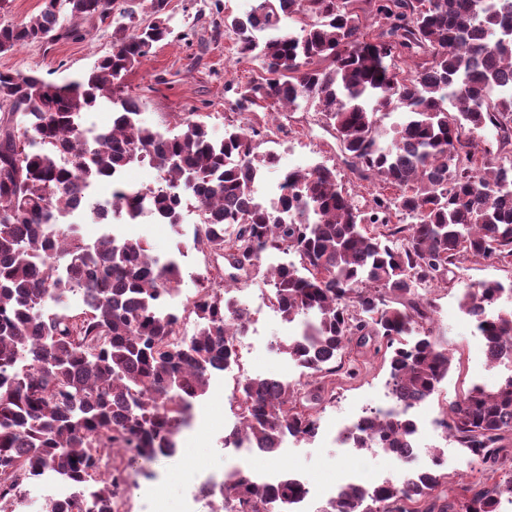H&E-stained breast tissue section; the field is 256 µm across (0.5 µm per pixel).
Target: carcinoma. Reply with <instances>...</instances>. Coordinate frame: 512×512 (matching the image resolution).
Masks as SVG:
<instances>
[{
	"instance_id": "obj_1",
	"label": "carcinoma",
	"mask_w": 512,
	"mask_h": 512,
	"mask_svg": "<svg viewBox=\"0 0 512 512\" xmlns=\"http://www.w3.org/2000/svg\"><path fill=\"white\" fill-rule=\"evenodd\" d=\"M149 2L152 20L135 24ZM169 0H43L19 25L0 27V54L48 37H83L74 20L112 15L113 50L81 77L50 83L38 74L0 72V512H14L27 487L54 479L69 493L40 512H117L128 469L176 453L175 436L212 374L238 362L247 317L228 292L208 286L191 301L196 332L178 338L179 317L163 309L180 276L173 257L142 239L107 232L86 243L77 225L54 222L82 210L94 187L97 212L131 224L148 203L179 224L187 202L201 213L196 242L233 272L257 275L268 251L298 263L270 269L272 304L301 335L279 343L301 368L295 389L272 376L236 383V411L263 454L290 435L306 440L324 400L325 380L343 369L352 341L389 353L391 394L403 408L430 398L452 357L434 334L433 284L469 256L512 257V159H487L474 132L492 127L498 152L512 153V0H254L224 15L239 54L259 75L238 88L233 110L265 103L290 112L312 107L334 131L351 171L378 185L360 203L326 166L283 176L287 192L263 205L261 131L231 124L212 137L186 118L177 132L139 120L125 74L172 33ZM107 103L112 124L84 147L86 113ZM401 114L390 140L384 119ZM148 163L162 183L141 189L121 172ZM504 286L486 280L460 307L488 351L512 359V308H495ZM80 307L62 312L71 295ZM345 370V369H343ZM349 376L354 375L346 369ZM448 436L479 472L502 469L512 442V376L495 388L474 384L448 404ZM356 447L388 450L410 442L412 418L355 425ZM448 500V473L388 482L366 494L350 485L320 512H495L506 481L460 483ZM304 494L285 475L270 487L242 469L207 492L212 512H281Z\"/></svg>"
}]
</instances>
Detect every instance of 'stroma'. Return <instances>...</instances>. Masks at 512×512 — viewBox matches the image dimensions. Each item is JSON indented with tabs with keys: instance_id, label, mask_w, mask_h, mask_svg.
I'll return each instance as SVG.
<instances>
[{
	"instance_id": "1",
	"label": "stroma",
	"mask_w": 512,
	"mask_h": 512,
	"mask_svg": "<svg viewBox=\"0 0 512 512\" xmlns=\"http://www.w3.org/2000/svg\"><path fill=\"white\" fill-rule=\"evenodd\" d=\"M213 0H170L173 32L157 44L123 78L125 90L140 104L139 118L148 126L162 130L174 128L184 118L205 121L216 138L232 121L230 105L238 86L256 77L255 61L239 58L229 34H215ZM85 32L78 40L62 39L51 44L35 43L11 54L0 55V72H36L46 80L63 82L79 77L112 50V30L99 20L82 21ZM191 40H184V33ZM289 149L278 150L279 165L264 170L265 182H278L283 172L324 165L336 170L349 193L357 200L367 199L374 185L353 174L333 136L314 110L302 117L288 116ZM194 219L185 216L171 225L156 220L122 224L118 234L145 239L152 254L175 258L181 269L179 288L183 297H191L200 286L199 278L213 264V257L194 243ZM495 279L512 284V262H491L481 258L465 260L444 281L432 284L425 292L435 310V334L456 359L438 394L431 398L425 412L439 418L449 401L472 384L495 387L507 376V369L486 363L485 341L470 318L461 310L462 292L484 280ZM345 365L355 367V377L337 372L333 392L319 408L317 418L323 433L314 441L289 440L280 458L265 455L240 457L230 454L221 442L224 429V405L234 388L235 376L222 372L212 377L207 394L195 405V421L182 435L181 446L173 459L161 460L134 469L137 485L131 486L122 505L123 512H144L145 500L157 503L158 512H184L188 490L200 486L206 478L223 481L227 469L287 471L301 477L317 489V505H325L334 486L350 481H367L382 475L398 479L405 465L382 449L341 448L334 441L336 428L350 423L363 410L378 407L389 389L390 367L383 355L363 354L351 349ZM245 375L275 376L290 385H298L300 370L286 362L284 354L257 347L243 359Z\"/></svg>"
}]
</instances>
